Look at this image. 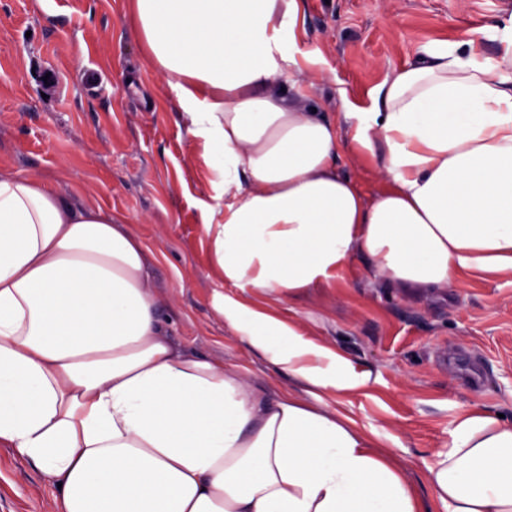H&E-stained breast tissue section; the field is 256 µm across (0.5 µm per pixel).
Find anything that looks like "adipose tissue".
Returning a JSON list of instances; mask_svg holds the SVG:
<instances>
[{
	"label": "adipose tissue",
	"mask_w": 512,
	"mask_h": 512,
	"mask_svg": "<svg viewBox=\"0 0 512 512\" xmlns=\"http://www.w3.org/2000/svg\"><path fill=\"white\" fill-rule=\"evenodd\" d=\"M301 3L128 0L228 199L203 220L225 281L293 294L357 253L413 286L512 273V24L499 60L470 38L396 71L371 110L345 112L344 145L289 69ZM378 143L369 202L337 159ZM150 279L124 219L0 167V447L56 484V512H512V418L462 410L421 497L379 435L325 401L355 386L340 355L225 301L228 327L311 399L268 392L173 342Z\"/></svg>",
	"instance_id": "1"
}]
</instances>
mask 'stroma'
Returning <instances> with one entry per match:
<instances>
[{
	"label": "stroma",
	"mask_w": 512,
	"mask_h": 512,
	"mask_svg": "<svg viewBox=\"0 0 512 512\" xmlns=\"http://www.w3.org/2000/svg\"><path fill=\"white\" fill-rule=\"evenodd\" d=\"M128 0H0V166L58 177L59 189L129 220L148 248L170 336L201 356L227 358L265 389L307 387L251 351L217 308L224 300L295 324L332 348L365 386L339 394L357 422L393 440L420 481L462 409L512 416V274H479L453 291L372 283L353 255L329 283L295 295L226 283L202 215L222 207L165 80L126 20ZM512 0H302L297 49L314 65L319 111L341 142L345 105L373 92L425 47L475 37L500 58ZM374 154L342 151L339 170L367 201L382 192ZM0 512H55L52 486L0 447Z\"/></svg>",
	"instance_id": "35a3bbf8"
}]
</instances>
